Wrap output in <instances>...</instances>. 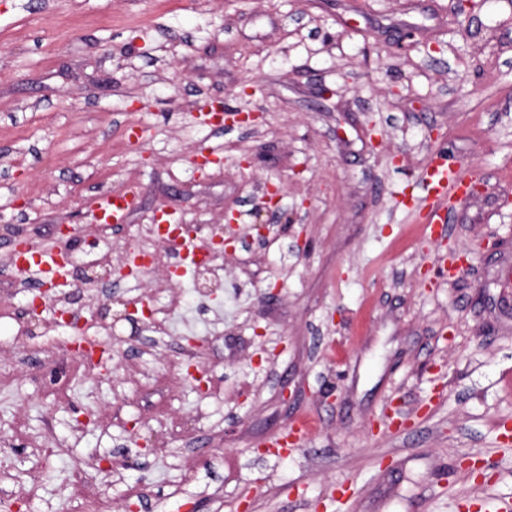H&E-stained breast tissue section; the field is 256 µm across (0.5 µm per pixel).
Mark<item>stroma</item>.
<instances>
[{
    "mask_svg": "<svg viewBox=\"0 0 512 512\" xmlns=\"http://www.w3.org/2000/svg\"><path fill=\"white\" fill-rule=\"evenodd\" d=\"M213 99L264 119L210 129L198 109ZM205 150L222 165L194 169ZM260 150L259 170L237 168ZM442 153L480 189L426 233L420 180ZM269 180L284 192L265 213ZM120 189L141 207L114 242L137 245L163 210L220 224L228 209L241 241L212 294L183 282L165 328L133 340L116 324L127 362L111 384L74 381L57 403L47 361L0 387V440L25 412L0 494L86 512L68 480L81 460L112 512L131 493L142 512H489L512 498V0L462 14L456 0H0V260L15 228L48 242ZM452 248L469 260L454 277ZM0 300L2 363L24 356L27 324L25 296ZM191 336L208 340L203 394L180 364ZM100 405L111 426L73 433ZM303 419L297 448L260 453ZM132 421L155 453L138 454ZM128 455L108 475L90 466Z\"/></svg>",
    "mask_w": 512,
    "mask_h": 512,
    "instance_id": "1",
    "label": "stroma"
}]
</instances>
